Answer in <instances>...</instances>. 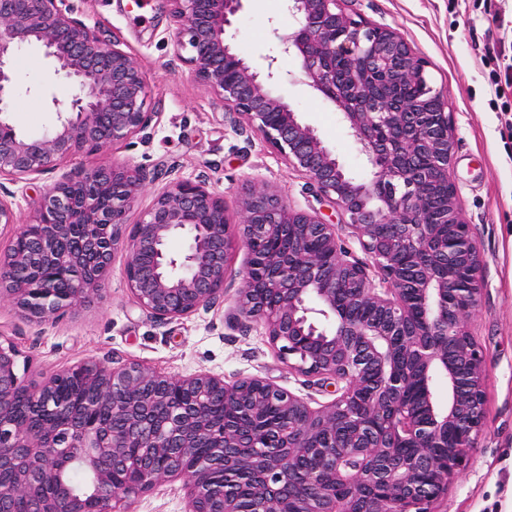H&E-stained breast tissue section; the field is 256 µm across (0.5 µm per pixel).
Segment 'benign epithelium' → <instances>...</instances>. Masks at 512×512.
Instances as JSON below:
<instances>
[{
    "mask_svg": "<svg viewBox=\"0 0 512 512\" xmlns=\"http://www.w3.org/2000/svg\"><path fill=\"white\" fill-rule=\"evenodd\" d=\"M58 0H0V177L40 174L148 127L145 76ZM175 38L201 83L348 216L371 262L348 259L336 225L293 210L281 192L250 189L238 236L224 201L174 181L142 220L125 222L145 181L137 167L98 166L55 183L37 202L30 251L0 254V299L32 322L88 301L115 251L139 306L160 320L194 313L221 290L228 252L247 250L237 308L264 326L288 367L332 380L318 410L260 377H172L139 363L86 361L26 382L19 350L0 342V512H118L131 496L182 482L187 512H431L486 425L485 358L467 329L481 258L457 207L451 116L427 62L403 34L347 14L342 0H284L295 21L271 33L258 71L227 33L244 0H168ZM38 45L69 79L54 126L18 133L9 119L12 62ZM340 112L367 176H350L315 130L275 95L278 61ZM419 88L411 99L396 89ZM183 237L174 256L168 244ZM67 269L72 288L41 281ZM448 386L441 405L436 383ZM224 413H213L215 402ZM277 405L288 429L266 423ZM414 452L400 455L398 448ZM200 448L209 452L202 456ZM447 452L438 453L436 449ZM81 471L88 488L67 479Z\"/></svg>",
    "mask_w": 512,
    "mask_h": 512,
    "instance_id": "7a95c632",
    "label": "benign epithelium"
}]
</instances>
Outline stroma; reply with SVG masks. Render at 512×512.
<instances>
[{"label":"stroma","instance_id":"obj_1","mask_svg":"<svg viewBox=\"0 0 512 512\" xmlns=\"http://www.w3.org/2000/svg\"><path fill=\"white\" fill-rule=\"evenodd\" d=\"M74 18L118 42L148 85L145 136H132L41 174L0 178L18 222H27L37 199L55 182L82 169L124 163L140 168L145 183L126 221L138 223L156 195L176 180L205 184L224 200L230 223L241 219L240 199L252 187L281 190L294 209L320 204L305 175L239 114L204 89L177 46L168 0H67ZM349 13L401 32L429 62L431 85L451 114L457 147L451 174L461 219L470 224L482 259L483 288L468 319L486 355L483 394L487 424L461 474L451 478L433 512H512V110H502L489 73L500 56H512V0H348ZM292 18L282 0H245L230 32L234 49L263 68L274 44L271 27L288 30ZM19 89L10 103L16 129L36 133L56 118L51 99L67 100L69 81L54 72L41 50L18 53ZM314 127L347 172L364 173L359 147L338 112L324 98L290 79L272 88ZM244 247L227 257L216 299L188 317L162 321L142 310L125 277L126 256L117 253L100 297L75 311L34 324L9 301L0 302V340L18 349V373L36 382L52 371L93 359L117 367L139 362L171 376L200 371L231 382L258 376L319 407L334 399L332 387L288 368L264 329L238 314L235 297L246 264ZM131 512H186L181 481L132 498Z\"/></svg>","mask_w":512,"mask_h":512}]
</instances>
